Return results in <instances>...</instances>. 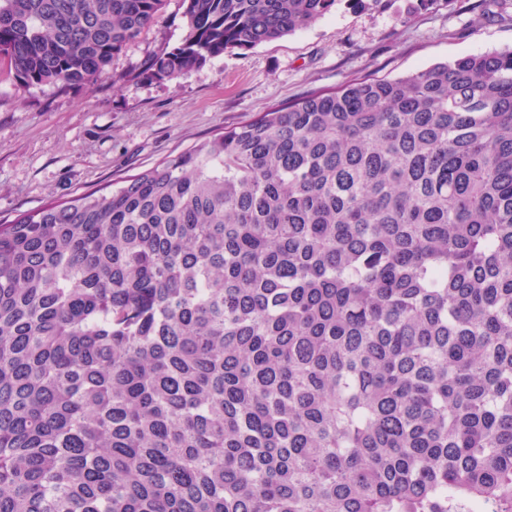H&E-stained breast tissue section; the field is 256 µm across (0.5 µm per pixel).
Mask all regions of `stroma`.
<instances>
[{"label":"stroma","mask_w":512,"mask_h":512,"mask_svg":"<svg viewBox=\"0 0 512 512\" xmlns=\"http://www.w3.org/2000/svg\"><path fill=\"white\" fill-rule=\"evenodd\" d=\"M182 0L91 85H21L0 65V222L101 191L271 106L353 80L395 78L469 54L512 49V0H407L336 9L306 29L207 61L185 76L147 74L186 32Z\"/></svg>","instance_id":"obj_1"}]
</instances>
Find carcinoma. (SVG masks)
<instances>
[{
	"label": "carcinoma",
	"instance_id": "carcinoma-1",
	"mask_svg": "<svg viewBox=\"0 0 512 512\" xmlns=\"http://www.w3.org/2000/svg\"><path fill=\"white\" fill-rule=\"evenodd\" d=\"M340 0H183L172 80ZM166 0H0L25 86ZM0 512H512V50L348 83L0 224Z\"/></svg>",
	"mask_w": 512,
	"mask_h": 512
}]
</instances>
